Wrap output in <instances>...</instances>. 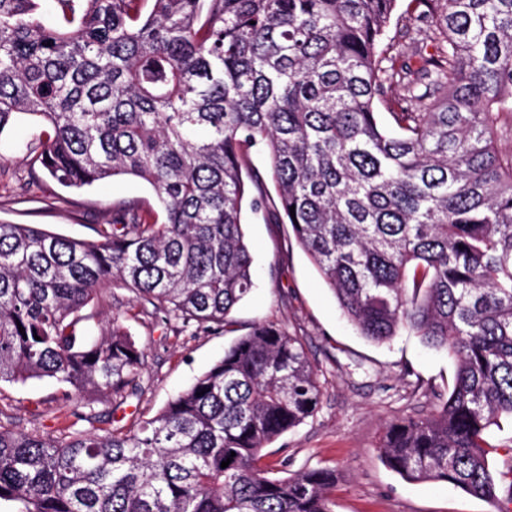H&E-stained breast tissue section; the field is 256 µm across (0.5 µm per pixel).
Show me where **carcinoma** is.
<instances>
[{
	"label": "carcinoma",
	"instance_id": "carcinoma-1",
	"mask_svg": "<svg viewBox=\"0 0 512 512\" xmlns=\"http://www.w3.org/2000/svg\"><path fill=\"white\" fill-rule=\"evenodd\" d=\"M55 2L51 24L40 0H0V132L19 114L47 124L27 146L33 177L139 178L164 222L123 204L86 241L0 221V382L53 379L80 419L87 396L135 386L144 352L123 316L97 336L85 326L116 282L184 325L228 322L253 287L242 218L255 151L360 335L407 331L455 362L433 411L386 424L385 465L512 501V464L495 477L487 440L512 417V148L498 146L512 134V0H410L438 50L415 73L382 47L399 0ZM395 83L407 94L388 100ZM321 395L300 338L259 323L135 430L0 423V503L333 512L332 470L280 478L262 464Z\"/></svg>",
	"mask_w": 512,
	"mask_h": 512
}]
</instances>
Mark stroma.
<instances>
[{
  "label": "stroma",
  "instance_id": "obj_1",
  "mask_svg": "<svg viewBox=\"0 0 512 512\" xmlns=\"http://www.w3.org/2000/svg\"><path fill=\"white\" fill-rule=\"evenodd\" d=\"M388 36L411 67L436 52L433 42L401 18H392ZM38 131L22 118L0 132V220L38 224L94 241L100 225L111 222L116 206L138 201L151 209L155 222H163L151 188L136 179L81 190L54 183L29 186L26 144ZM243 230L251 246L254 287L234 308L230 326L174 331L151 305L135 301L121 284H114L109 299L91 306L88 326L96 331L113 312L124 315L145 352L137 394L92 403L98 420L89 423L75 420L71 405L62 401L51 379L1 383L0 413L10 417L15 429H36L54 437L73 429L125 431L158 412L254 325L273 323L303 340L323 390L314 417L266 448L264 462L274 475L316 467L335 470L334 512H497L493 504L452 485L407 482L379 458L386 423L425 406L426 391L451 384L455 367L447 354L427 348L407 332L387 344L359 335L274 204L246 213Z\"/></svg>",
  "mask_w": 512,
  "mask_h": 512
}]
</instances>
